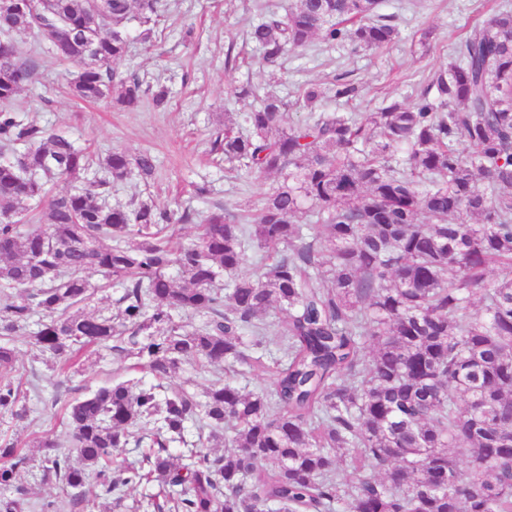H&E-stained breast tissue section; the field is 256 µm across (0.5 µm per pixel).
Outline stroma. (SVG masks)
Instances as JSON below:
<instances>
[{
    "label": "stroma",
    "mask_w": 512,
    "mask_h": 512,
    "mask_svg": "<svg viewBox=\"0 0 512 512\" xmlns=\"http://www.w3.org/2000/svg\"><path fill=\"white\" fill-rule=\"evenodd\" d=\"M293 0H181L170 8L155 28V46L133 44L118 63V71L135 72L148 79H161L171 90L164 111L151 104L127 111L105 99L78 103L67 86L75 66L57 62L49 41L33 33H18L14 39L25 50H34L36 74L17 97L20 119L55 131H63L80 147L97 155L114 149H148L160 162L155 181L132 178L112 191V203L130 198L153 200L174 210H207L210 202L223 205L226 213L238 214L259 205L264 194L278 182L277 176L255 177L246 171L227 172L208 161L214 132L224 119H239L254 104L241 96L245 87L279 91L291 120L307 116L298 102L299 88L311 83H330L345 77L356 93L350 102L326 101V111L373 112L393 100L413 102L423 79L454 59L460 39L489 15L490 0H384L382 14L392 16L399 30L396 43L374 51L344 45L327 48L315 44L289 51L282 64L262 63L246 46V31L257 18V4L284 12ZM194 28L193 43L183 38L185 28ZM433 32L430 47H422L419 34ZM235 45L241 58L224 64L228 45ZM213 185L211 200L194 197L193 183ZM12 344L24 380L34 381L29 392L30 409L25 419L0 414V433L24 443L45 437L65 443L68 429L62 406L86 390L130 378L129 362L102 347L81 358L63 374L51 358L38 355L29 332L19 333Z\"/></svg>",
    "instance_id": "obj_1"
}]
</instances>
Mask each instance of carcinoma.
Returning <instances> with one entry per match:
<instances>
[{"instance_id":"obj_1","label":"carcinoma","mask_w":512,"mask_h":512,"mask_svg":"<svg viewBox=\"0 0 512 512\" xmlns=\"http://www.w3.org/2000/svg\"><path fill=\"white\" fill-rule=\"evenodd\" d=\"M381 0H297L247 31L277 64L313 40L379 49L399 32ZM165 0H0V413L28 416L15 380L13 336L40 318L34 346L61 372L93 347L136 359L131 378L65 407L74 453L46 440L44 476L67 503L93 481L120 505L123 489L155 482L135 512H512V5L505 0L460 40L410 107L364 115L320 112L350 99L335 79L307 85L303 122L272 92L211 142L213 162L282 176L255 213L112 205L131 173L154 177L148 150L94 161L63 134L22 123L14 104L36 63L13 39L34 31L79 70L82 101L110 97L165 107L169 88L110 64L132 39L151 43ZM143 24L131 37L132 18ZM74 186L52 194L53 185ZM47 202L50 222L30 223ZM424 215L428 223L420 224ZM196 238L173 245L180 224ZM254 269L246 270L249 261ZM175 267L176 278L169 274ZM499 268L497 278L488 276ZM121 281L116 317L87 313L85 273ZM287 312L279 354L268 349L272 306ZM203 314L188 330L172 312ZM222 370L198 397L164 383L181 363ZM271 374L267 390L238 379ZM156 430L136 436L147 423ZM208 430L187 444L186 423ZM152 451L117 466L114 451ZM224 441V452L209 449ZM32 457L0 438V512H25L17 476ZM351 470L356 480L342 484Z\"/></svg>"}]
</instances>
